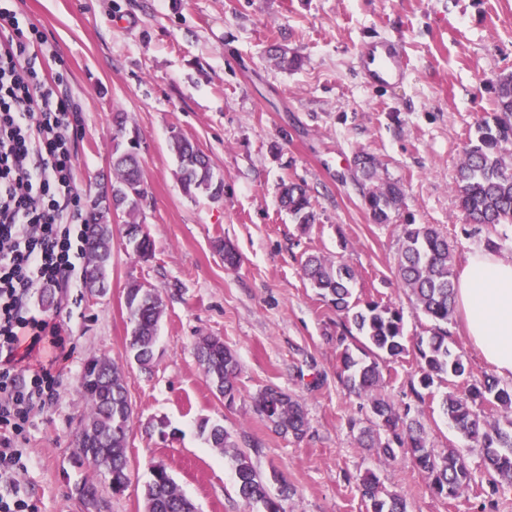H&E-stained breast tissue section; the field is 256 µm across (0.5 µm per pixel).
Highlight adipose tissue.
Returning <instances> with one entry per match:
<instances>
[{
	"mask_svg": "<svg viewBox=\"0 0 512 512\" xmlns=\"http://www.w3.org/2000/svg\"><path fill=\"white\" fill-rule=\"evenodd\" d=\"M455 308L483 357L512 378V258L470 253L456 284Z\"/></svg>",
	"mask_w": 512,
	"mask_h": 512,
	"instance_id": "ef3b65f1",
	"label": "adipose tissue"
}]
</instances>
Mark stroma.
Segmentation results:
<instances>
[{"label": "stroma", "mask_w": 512, "mask_h": 512, "mask_svg": "<svg viewBox=\"0 0 512 512\" xmlns=\"http://www.w3.org/2000/svg\"><path fill=\"white\" fill-rule=\"evenodd\" d=\"M21 26L38 27L54 51L46 75L63 73L77 108L74 172L81 205L112 178L114 113L136 133L148 191L144 205L155 256L142 262L121 236L112 240L111 287L84 283L57 290L43 316L66 330L74 352L52 403L26 428L28 469L20 480L36 512H85L75 487L89 480L102 512H144L151 466L165 461L198 512H249L236 493L228 458L200 437L209 419L224 425L263 474L271 495L295 494L285 512H367L358 478L373 472L401 493L408 512H512V486L491 493L483 457L443 411L457 382L438 380L416 417L434 448L459 449L471 487L459 499L437 496L406 455L390 460L358 447L348 428L367 419L362 399L339 378L335 310L304 277L307 255L335 257L357 273L361 300L404 311L406 344L428 335L398 286L399 225L433 224L447 235L454 263L483 246L452 191L456 168L480 119L495 110L498 76L512 73V0H7ZM379 37L406 44L407 77L372 88L356 58ZM281 43L301 56L290 70L269 58ZM193 141L224 179L214 201L184 195L172 134ZM373 154L404 189L389 224L373 223L355 182V158ZM306 184L316 222L300 231L279 200L285 181ZM241 256L225 266L216 240ZM136 279L163 299L156 359L142 370L127 356L124 292ZM218 336L239 361L234 407L215 396L193 353L197 337ZM108 358L126 372L134 417L127 454L131 484L113 495L109 481L74 455L72 433L84 412L85 362ZM386 398L414 403V355L380 363ZM276 386L304 403L303 440L274 432L251 398ZM164 421L165 435L149 431Z\"/></svg>", "instance_id": "35a3bbf8"}]
</instances>
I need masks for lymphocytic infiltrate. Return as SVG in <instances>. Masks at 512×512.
I'll use <instances>...</instances> for the list:
<instances>
[{
    "label": "lymphocytic infiltrate",
    "mask_w": 512,
    "mask_h": 512,
    "mask_svg": "<svg viewBox=\"0 0 512 512\" xmlns=\"http://www.w3.org/2000/svg\"><path fill=\"white\" fill-rule=\"evenodd\" d=\"M41 31L0 7V512H35L19 483L31 414L52 400L74 347L33 298L84 272L87 221L73 181L75 106L37 61Z\"/></svg>",
    "instance_id": "lymphocytic-infiltrate-1"
}]
</instances>
